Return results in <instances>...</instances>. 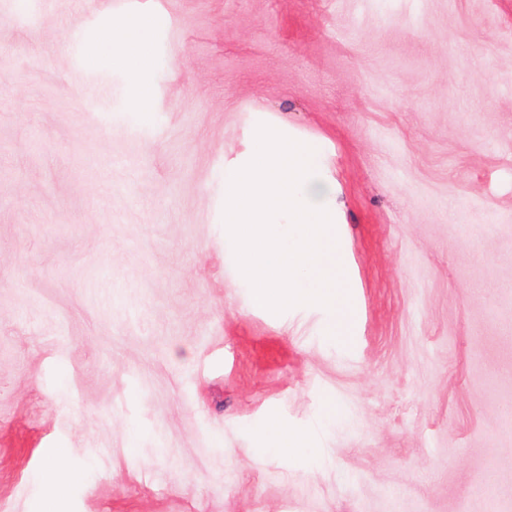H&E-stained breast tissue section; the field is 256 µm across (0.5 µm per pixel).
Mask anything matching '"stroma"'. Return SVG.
<instances>
[{
  "instance_id": "obj_1",
  "label": "stroma",
  "mask_w": 512,
  "mask_h": 512,
  "mask_svg": "<svg viewBox=\"0 0 512 512\" xmlns=\"http://www.w3.org/2000/svg\"><path fill=\"white\" fill-rule=\"evenodd\" d=\"M156 9L146 119L87 49ZM261 123L336 183L345 334L224 250ZM0 512H512V0H0ZM263 436L274 449L288 448L293 452L315 451L313 438L309 434L289 429L287 424L280 423L276 419L268 421ZM74 479V474L65 469L59 462L50 461L39 475L43 489L56 494Z\"/></svg>"
}]
</instances>
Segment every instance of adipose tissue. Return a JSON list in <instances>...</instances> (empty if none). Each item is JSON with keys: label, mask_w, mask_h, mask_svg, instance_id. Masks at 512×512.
<instances>
[{"label": "adipose tissue", "mask_w": 512, "mask_h": 512, "mask_svg": "<svg viewBox=\"0 0 512 512\" xmlns=\"http://www.w3.org/2000/svg\"><path fill=\"white\" fill-rule=\"evenodd\" d=\"M153 20L148 16L125 17L104 32L103 38L112 46V59L131 68V105L142 114L152 110L153 89L139 76L151 61Z\"/></svg>", "instance_id": "ef3b65f1"}]
</instances>
